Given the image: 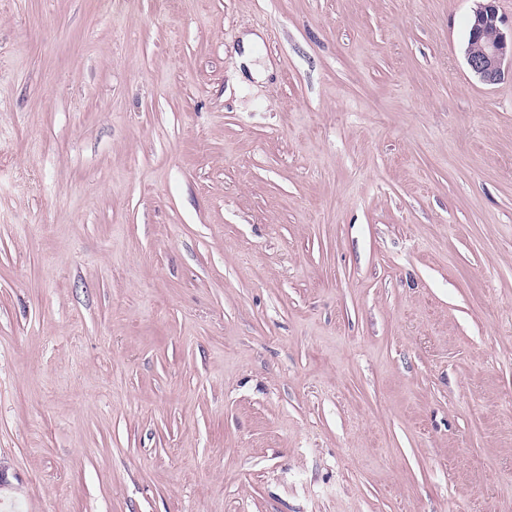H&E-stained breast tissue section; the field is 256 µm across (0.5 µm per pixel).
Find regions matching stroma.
Masks as SVG:
<instances>
[{"label": "stroma", "instance_id": "35a3bbf8", "mask_svg": "<svg viewBox=\"0 0 512 512\" xmlns=\"http://www.w3.org/2000/svg\"><path fill=\"white\" fill-rule=\"evenodd\" d=\"M474 6L0 0V506L512 512Z\"/></svg>", "mask_w": 512, "mask_h": 512}]
</instances>
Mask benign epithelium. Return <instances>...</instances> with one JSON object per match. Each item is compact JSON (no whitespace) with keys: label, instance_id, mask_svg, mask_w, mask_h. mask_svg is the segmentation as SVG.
<instances>
[{"label":"benign epithelium","instance_id":"benign-epithelium-1","mask_svg":"<svg viewBox=\"0 0 512 512\" xmlns=\"http://www.w3.org/2000/svg\"><path fill=\"white\" fill-rule=\"evenodd\" d=\"M496 0H477L470 17V39L465 48L470 71L486 84H497L512 74V35L503 32Z\"/></svg>","mask_w":512,"mask_h":512}]
</instances>
